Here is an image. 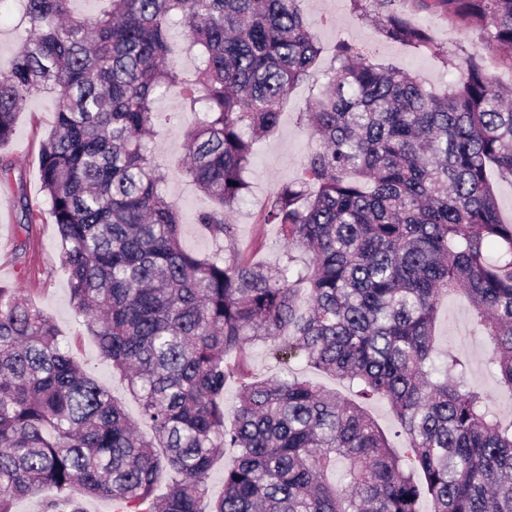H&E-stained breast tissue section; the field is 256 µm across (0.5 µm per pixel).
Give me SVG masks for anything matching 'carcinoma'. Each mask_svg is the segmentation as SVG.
I'll list each match as a JSON object with an SVG mask.
<instances>
[{
  "label": "carcinoma",
  "instance_id": "1",
  "mask_svg": "<svg viewBox=\"0 0 512 512\" xmlns=\"http://www.w3.org/2000/svg\"><path fill=\"white\" fill-rule=\"evenodd\" d=\"M29 36L0 72V147L24 103L49 95L44 205L77 315L151 428L78 362L55 323L0 284V512H512V423L490 416L467 365L436 351L438 304L469 299L487 363L512 390V223L490 175L512 180V88L472 60L441 93L355 44H336L304 122L317 146L302 176L269 197L286 260L249 263L230 218L250 192L260 137L321 56L300 0H16ZM386 39L428 50L403 0H349ZM512 64V0H416ZM179 25L198 65L173 56ZM173 94L197 115L181 174L215 207L197 215L213 251L182 244L168 171L148 139ZM309 254L300 269L294 252ZM305 285L307 309H297ZM269 344L279 371L249 370ZM313 368L384 398L406 439L397 452L358 405L301 380ZM240 384L226 423L224 387ZM219 448L237 450L208 498ZM246 359L250 371L258 376H271L278 371L276 362L270 355L269 347L257 343L247 349Z\"/></svg>",
  "mask_w": 512,
  "mask_h": 512
}]
</instances>
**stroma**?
<instances>
[{
  "label": "stroma",
  "mask_w": 512,
  "mask_h": 512,
  "mask_svg": "<svg viewBox=\"0 0 512 512\" xmlns=\"http://www.w3.org/2000/svg\"><path fill=\"white\" fill-rule=\"evenodd\" d=\"M404 8L428 29L431 49L418 50L385 40L370 23L351 10L349 0H301V9L323 48L320 62L304 82L292 88L283 104L277 130L260 142L249 174L251 191L232 215L239 226L241 240L259 244V261L275 263L285 258L277 226L260 224L259 217L275 189L302 175L303 160L314 141L300 115L308 111L312 90L322 83L338 39L353 41L376 61L418 75L428 87L438 91L453 82L458 69L476 55L481 56L497 83L512 85V64L504 61L501 54L485 51L478 30L452 27L446 16L418 10L414 0H404ZM157 109L174 117L173 123L157 129L149 146L153 155L167 161L172 169L168 198L182 215L183 244L196 254H208L211 244L200 231L196 216L209 208L210 202L176 170L184 155L182 131L191 124L192 117L183 112L180 100L174 96L159 101ZM54 113L55 102L51 97L28 100L17 115L12 141L0 150L1 156L15 163L17 174L10 183H0V283L21 288L25 296L54 321L72 354L123 403L131 420L137 421L140 434L148 438L152 432L146 424L140 423L137 403L122 378L100 358L95 338L86 332L72 306L68 282L61 269L57 226L52 217L43 214L41 222L28 231L20 224V197H27L34 204L44 199L38 152L41 142L53 128ZM436 338L439 351L450 350L467 360L472 386L487 396L493 412L501 420L512 421V391L499 385L487 368V339L474 326L471 307L463 295L454 294L441 302ZM292 367L298 377L360 403L391 438L393 445L403 447L404 440L396 435L398 425L386 400L362 398L357 386L318 372L305 360H293Z\"/></svg>",
  "instance_id": "35a3bbf8"
}]
</instances>
